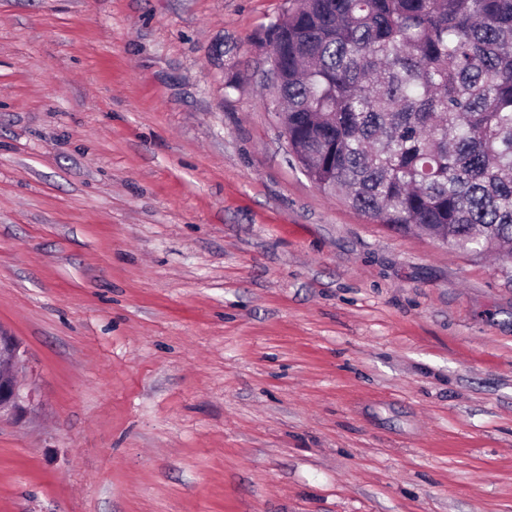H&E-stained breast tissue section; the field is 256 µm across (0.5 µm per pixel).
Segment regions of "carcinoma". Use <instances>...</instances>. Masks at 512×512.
I'll list each match as a JSON object with an SVG mask.
<instances>
[{"label": "carcinoma", "mask_w": 512, "mask_h": 512, "mask_svg": "<svg viewBox=\"0 0 512 512\" xmlns=\"http://www.w3.org/2000/svg\"><path fill=\"white\" fill-rule=\"evenodd\" d=\"M269 47L324 193L475 256L512 246V0H291Z\"/></svg>", "instance_id": "1"}]
</instances>
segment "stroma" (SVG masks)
<instances>
[{"mask_svg":"<svg viewBox=\"0 0 512 512\" xmlns=\"http://www.w3.org/2000/svg\"><path fill=\"white\" fill-rule=\"evenodd\" d=\"M287 0H0V512H512V280L291 157ZM27 367L24 352L16 338L0 330V413L10 411L22 415L31 402L26 385L21 379Z\"/></svg>","mask_w":512,"mask_h":512,"instance_id":"35a3bbf8","label":"stroma"}]
</instances>
